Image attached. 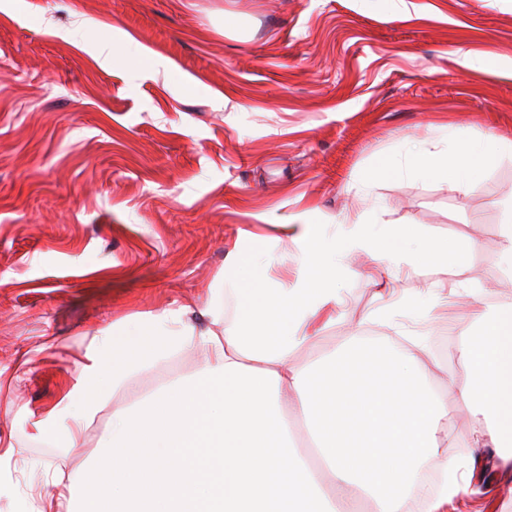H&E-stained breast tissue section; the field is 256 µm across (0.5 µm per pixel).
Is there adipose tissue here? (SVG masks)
I'll use <instances>...</instances> for the list:
<instances>
[{"mask_svg":"<svg viewBox=\"0 0 512 512\" xmlns=\"http://www.w3.org/2000/svg\"><path fill=\"white\" fill-rule=\"evenodd\" d=\"M508 145L488 137L449 143L437 157L418 152L412 174L447 177L450 190L476 191ZM311 216L281 224L305 271L296 287H271L258 272L260 235L243 229L224 268L198 304L150 311L101 331L85 353L83 382L108 378L127 401L112 407L100 438L104 452L82 470L54 473L55 492L38 512H92L89 490L111 469L113 512H352V488L373 512H412L421 475L438 476L426 512H446L470 494V477L441 448L448 437V395L424 380L415 363L425 352L358 337L308 366L292 354L309 342L312 323L335 305L336 269L353 250L377 239L360 224L312 247ZM474 240H448L425 250L417 271L464 269ZM481 331L462 333L465 382L449 378L471 406L470 447H493L512 464V306L479 314ZM191 350L197 370L140 393L138 376Z\"/></svg>","mask_w":512,"mask_h":512,"instance_id":"1","label":"adipose tissue"}]
</instances>
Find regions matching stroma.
<instances>
[{
	"instance_id": "obj_1",
	"label": "stroma",
	"mask_w": 512,
	"mask_h": 512,
	"mask_svg": "<svg viewBox=\"0 0 512 512\" xmlns=\"http://www.w3.org/2000/svg\"><path fill=\"white\" fill-rule=\"evenodd\" d=\"M0 0V512H36L56 466L83 467L109 425L82 441L42 422L75 382L99 330L200 301L239 229L276 235L311 212L342 232L360 212L408 245L350 254L336 274V321L294 354L305 366L360 336L427 337L436 389L463 376L475 311L512 305V152L462 195L408 173L410 154L492 135L512 141V0ZM240 21L224 29L225 13ZM112 26L101 64L82 21ZM496 68L460 65L458 49ZM169 65L140 77L138 57ZM472 238L468 270L439 286L413 271L427 241ZM440 301L432 318L410 309ZM469 408L448 411L449 457L467 466ZM448 512H500L512 471L474 472Z\"/></svg>"
}]
</instances>
